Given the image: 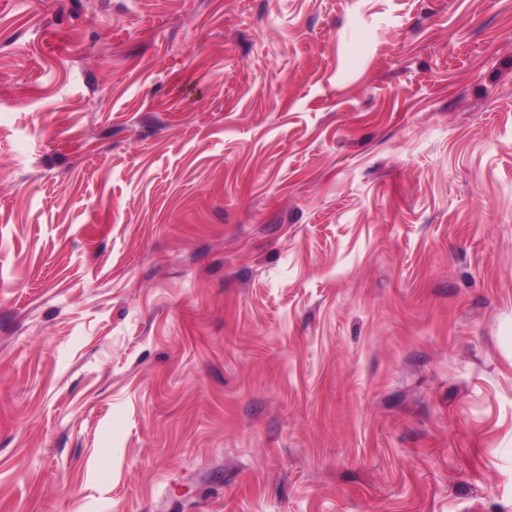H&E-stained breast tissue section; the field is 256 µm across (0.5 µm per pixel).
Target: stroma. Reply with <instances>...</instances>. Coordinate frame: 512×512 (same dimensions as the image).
<instances>
[{
    "label": "stroma",
    "instance_id": "35a3bbf8",
    "mask_svg": "<svg viewBox=\"0 0 512 512\" xmlns=\"http://www.w3.org/2000/svg\"><path fill=\"white\" fill-rule=\"evenodd\" d=\"M0 512H512V0H0Z\"/></svg>",
    "mask_w": 512,
    "mask_h": 512
}]
</instances>
